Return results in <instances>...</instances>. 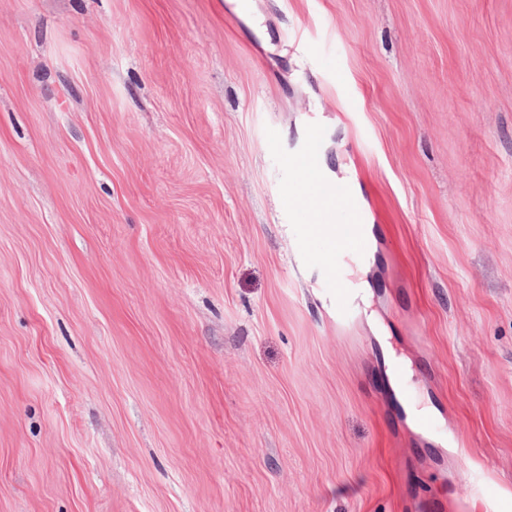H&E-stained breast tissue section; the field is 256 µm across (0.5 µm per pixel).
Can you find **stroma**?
I'll return each mask as SVG.
<instances>
[{
    "instance_id": "stroma-1",
    "label": "stroma",
    "mask_w": 512,
    "mask_h": 512,
    "mask_svg": "<svg viewBox=\"0 0 512 512\" xmlns=\"http://www.w3.org/2000/svg\"><path fill=\"white\" fill-rule=\"evenodd\" d=\"M475 467L512 496V0H0V512H474ZM320 140V130L314 128L308 137L307 142L293 157L288 158V166L292 170L291 191L286 198V207L288 210L292 204L301 199L303 202L310 203L316 208H325V204L331 205V210L337 206L343 208L348 213L346 224L335 223L332 220L325 219L324 214H311L313 223L324 222L329 228L323 233L320 241L329 248V257L336 256L332 262L328 263L325 269V276L331 288L334 290V312L336 321L346 323L349 321L351 311V301L347 287V269L341 264L339 256L344 255L345 261L348 258L349 251H356L361 254L367 247V240L371 236L370 228H365L360 222L361 215L354 206L352 200L342 188H336V184L326 179L323 175L314 170V164L317 162L318 143ZM334 224H336L334 226ZM336 235L341 241V247L336 252ZM362 233V235H361ZM366 239L363 238V237Z\"/></svg>"
}]
</instances>
